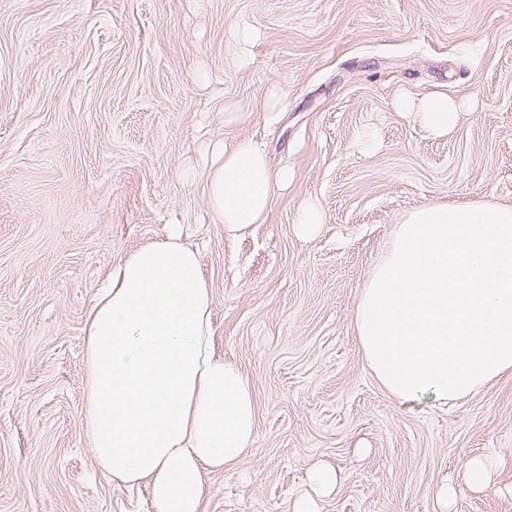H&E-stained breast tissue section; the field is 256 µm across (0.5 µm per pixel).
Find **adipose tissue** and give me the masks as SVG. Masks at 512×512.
Masks as SVG:
<instances>
[{
    "label": "adipose tissue",
    "mask_w": 512,
    "mask_h": 512,
    "mask_svg": "<svg viewBox=\"0 0 512 512\" xmlns=\"http://www.w3.org/2000/svg\"><path fill=\"white\" fill-rule=\"evenodd\" d=\"M397 107L444 136L462 104L431 94ZM292 177L237 142L211 165L210 211L227 231L244 232L265 221ZM213 336L200 252L175 233L131 253L85 318L83 418L97 466L147 487L155 512H203L206 474L240 462L255 437L251 386Z\"/></svg>",
    "instance_id": "adipose-tissue-1"
}]
</instances>
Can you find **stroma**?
<instances>
[{
    "instance_id": "1",
    "label": "stroma",
    "mask_w": 512,
    "mask_h": 512,
    "mask_svg": "<svg viewBox=\"0 0 512 512\" xmlns=\"http://www.w3.org/2000/svg\"><path fill=\"white\" fill-rule=\"evenodd\" d=\"M402 93L464 110L435 138L395 111ZM242 139L293 179L231 235L204 188L213 148ZM310 197L325 222L306 238ZM477 200L512 206V0H0V512H154L94 460L83 325L113 269L175 224L256 402L255 439L208 474L205 512H293L315 464L337 475L318 512H512V375L404 402L353 322L395 224Z\"/></svg>"
}]
</instances>
